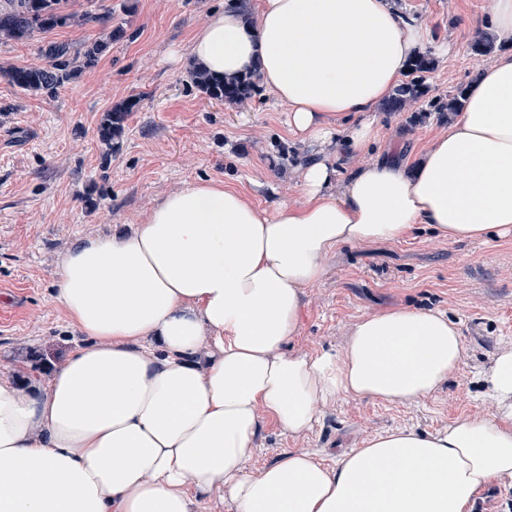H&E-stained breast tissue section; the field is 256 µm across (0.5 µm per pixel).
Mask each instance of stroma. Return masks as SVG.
<instances>
[{"label":"stroma","mask_w":512,"mask_h":512,"mask_svg":"<svg viewBox=\"0 0 512 512\" xmlns=\"http://www.w3.org/2000/svg\"><path fill=\"white\" fill-rule=\"evenodd\" d=\"M431 33L436 61L423 93L399 112L375 106L378 138L368 148H337L338 180L386 154L414 165L450 119L431 104L468 87L506 53L470 54L473 24L492 0H394ZM233 5L253 14L256 0H68V9L110 15L125 38L56 95L32 96L0 79V373L32 387L44 381L83 337L56 300L57 262L79 237L141 223L165 195L198 180L223 182L263 209L301 202L300 173L316 148L288 127L285 105L262 86L242 101L208 99L190 82L185 61L209 15ZM98 25H73L0 44V67L30 66L39 48H80ZM137 99L119 146L106 153L97 126L114 104ZM434 309L459 327L462 359L433 395L391 404L341 396L319 403L311 429L291 434L263 418L249 462L259 472L288 453L336 462L377 434H424L461 418L492 417L479 375L512 349V233L490 243L450 242L417 225L397 242L339 246L321 279L302 290L289 352H342L363 318L399 308Z\"/></svg>","instance_id":"35a3bbf8"}]
</instances>
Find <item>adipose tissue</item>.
<instances>
[{"label":"adipose tissue","instance_id":"obj_1","mask_svg":"<svg viewBox=\"0 0 512 512\" xmlns=\"http://www.w3.org/2000/svg\"><path fill=\"white\" fill-rule=\"evenodd\" d=\"M429 41L392 0H258L251 19L211 14L190 59L218 78L257 75L311 140L358 116L347 141L362 149L377 137L369 111ZM465 96L414 168L385 157L337 191L326 153L303 171L300 204L268 212L199 181L127 230L74 240L57 299L87 342L41 386L0 376V512H193L214 490L234 512H467L489 478H512V350L482 377L493 418L390 430L333 467L300 453L248 467L261 417L300 433L317 402H414L457 366L459 328L426 309L360 320L340 355L285 347L337 247L419 224L451 242L512 230V53Z\"/></svg>","mask_w":512,"mask_h":512}]
</instances>
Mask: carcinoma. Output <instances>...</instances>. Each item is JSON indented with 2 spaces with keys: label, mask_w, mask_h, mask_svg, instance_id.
<instances>
[{
  "label": "carcinoma",
  "mask_w": 512,
  "mask_h": 512,
  "mask_svg": "<svg viewBox=\"0 0 512 512\" xmlns=\"http://www.w3.org/2000/svg\"><path fill=\"white\" fill-rule=\"evenodd\" d=\"M67 0H5L0 7V42L23 41L35 32L48 33L71 24H96L106 26L107 14L94 12L75 13L66 10ZM125 37L122 28L109 30L105 37L96 39L79 51H72L66 43L50 41L41 46L43 63L39 66L0 67V77L25 93L55 95L58 90L74 80L83 70L97 64L112 49V42ZM190 80L203 94L217 101L238 102L247 97L254 80L251 77L219 79L195 66L190 70ZM423 92L420 82L404 83L395 89L387 102L390 112H397L405 104ZM465 93L462 90L448 96V101L434 104L437 112L457 114L463 107ZM136 101L126 100L106 112L98 128V136L112 153L124 130L128 112Z\"/></svg>",
  "instance_id": "carcinoma-1"
}]
</instances>
